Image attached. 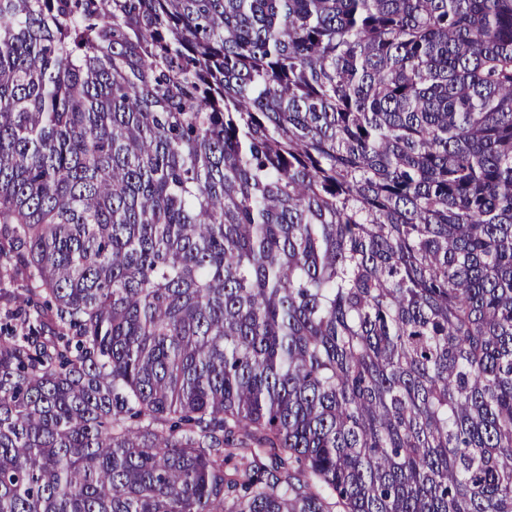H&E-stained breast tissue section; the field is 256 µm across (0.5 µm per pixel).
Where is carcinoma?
<instances>
[{"instance_id": "carcinoma-1", "label": "carcinoma", "mask_w": 512, "mask_h": 512, "mask_svg": "<svg viewBox=\"0 0 512 512\" xmlns=\"http://www.w3.org/2000/svg\"><path fill=\"white\" fill-rule=\"evenodd\" d=\"M0 512H512V0H0Z\"/></svg>"}]
</instances>
